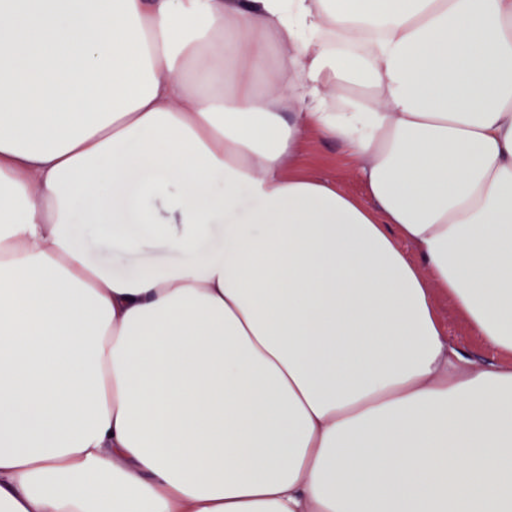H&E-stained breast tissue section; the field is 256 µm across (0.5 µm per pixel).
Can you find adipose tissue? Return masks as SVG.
I'll list each match as a JSON object with an SVG mask.
<instances>
[{"mask_svg":"<svg viewBox=\"0 0 512 512\" xmlns=\"http://www.w3.org/2000/svg\"><path fill=\"white\" fill-rule=\"evenodd\" d=\"M441 296L512 356V0H0V512H512ZM302 162L311 175L336 180L345 191L364 196L362 183L345 148L339 143L309 139L305 144ZM73 224H75L73 225L74 233L82 244L91 251L99 262L108 266L116 274L131 275L138 272L147 263L173 259L157 247H151L138 256L112 255V251L101 245L97 237L91 232L90 226L82 224L79 215H75Z\"/></svg>","mask_w":512,"mask_h":512,"instance_id":"ef3b65f1","label":"adipose tissue"}]
</instances>
